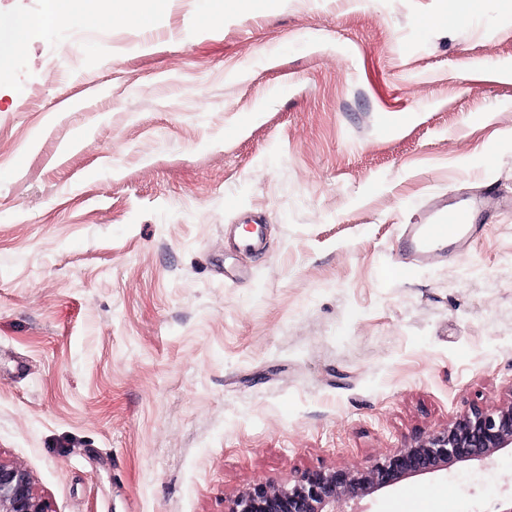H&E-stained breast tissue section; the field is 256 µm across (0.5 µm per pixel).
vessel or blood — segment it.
Wrapping results in <instances>:
<instances>
[{"mask_svg":"<svg viewBox=\"0 0 512 512\" xmlns=\"http://www.w3.org/2000/svg\"><path fill=\"white\" fill-rule=\"evenodd\" d=\"M496 198V189L490 185L482 202L443 205L429 213L427 223L403 225L400 239L405 251L421 264L446 257L449 245L470 243L480 230L477 217L487 213Z\"/></svg>","mask_w":512,"mask_h":512,"instance_id":"b4317fda","label":"vessel or blood"}]
</instances>
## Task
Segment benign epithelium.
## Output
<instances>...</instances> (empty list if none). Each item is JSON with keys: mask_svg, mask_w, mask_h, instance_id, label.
<instances>
[{"mask_svg": "<svg viewBox=\"0 0 512 512\" xmlns=\"http://www.w3.org/2000/svg\"><path fill=\"white\" fill-rule=\"evenodd\" d=\"M512 447V399L474 407L448 427L414 441L365 469H315L285 487L258 482L231 501L227 512H336V505L458 462L487 458ZM0 512H54L30 471L0 460Z\"/></svg>", "mask_w": 512, "mask_h": 512, "instance_id": "7a95c632", "label": "benign epithelium"}]
</instances>
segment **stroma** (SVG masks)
Segmentation results:
<instances>
[{
	"label": "stroma",
	"mask_w": 512,
	"mask_h": 512,
	"mask_svg": "<svg viewBox=\"0 0 512 512\" xmlns=\"http://www.w3.org/2000/svg\"><path fill=\"white\" fill-rule=\"evenodd\" d=\"M454 5L163 0L12 52L0 459L55 512H225L512 396V0ZM489 184L465 250L405 263L400 225ZM429 494L494 512L512 450L348 508Z\"/></svg>",
	"instance_id": "stroma-1"
}]
</instances>
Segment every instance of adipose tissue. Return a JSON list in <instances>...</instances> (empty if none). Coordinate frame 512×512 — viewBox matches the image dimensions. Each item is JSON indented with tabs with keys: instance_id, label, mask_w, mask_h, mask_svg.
Returning a JSON list of instances; mask_svg holds the SVG:
<instances>
[{
	"instance_id": "ef3b65f1",
	"label": "adipose tissue",
	"mask_w": 512,
	"mask_h": 512,
	"mask_svg": "<svg viewBox=\"0 0 512 512\" xmlns=\"http://www.w3.org/2000/svg\"><path fill=\"white\" fill-rule=\"evenodd\" d=\"M98 0H46L42 16L20 21L0 18V32H6L12 47L23 46L33 30L59 22L89 24L100 20Z\"/></svg>"
}]
</instances>
